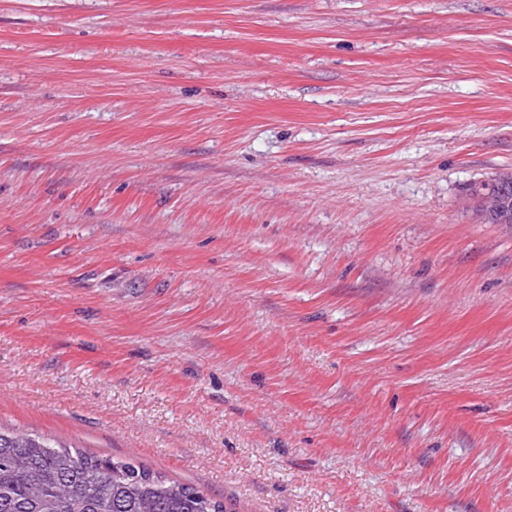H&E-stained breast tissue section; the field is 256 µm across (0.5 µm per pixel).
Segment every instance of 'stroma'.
Listing matches in <instances>:
<instances>
[{
    "label": "stroma",
    "instance_id": "obj_1",
    "mask_svg": "<svg viewBox=\"0 0 512 512\" xmlns=\"http://www.w3.org/2000/svg\"><path fill=\"white\" fill-rule=\"evenodd\" d=\"M512 0H0V427L230 512H512ZM500 184L497 187V190L494 192H487L482 194L485 190L493 188L496 182V178L481 182L474 186L473 188V196L476 199H479L481 195V205L482 207L489 211L494 212L500 210L502 206L506 203L509 204L507 210L501 215H485L483 214L484 220L488 224H498L501 219L508 215L509 219H512V188L510 187L507 199L505 201L504 193L508 189V184L512 185V174H503L498 177Z\"/></svg>",
    "mask_w": 512,
    "mask_h": 512
}]
</instances>
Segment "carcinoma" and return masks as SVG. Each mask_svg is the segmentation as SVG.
I'll use <instances>...</instances> for the list:
<instances>
[{"label": "carcinoma", "instance_id": "cac0c4a2", "mask_svg": "<svg viewBox=\"0 0 512 512\" xmlns=\"http://www.w3.org/2000/svg\"><path fill=\"white\" fill-rule=\"evenodd\" d=\"M0 512H225L201 490L127 460L0 430Z\"/></svg>", "mask_w": 512, "mask_h": 512}]
</instances>
